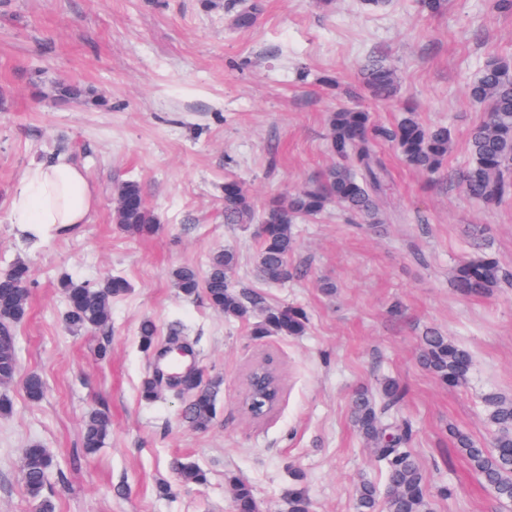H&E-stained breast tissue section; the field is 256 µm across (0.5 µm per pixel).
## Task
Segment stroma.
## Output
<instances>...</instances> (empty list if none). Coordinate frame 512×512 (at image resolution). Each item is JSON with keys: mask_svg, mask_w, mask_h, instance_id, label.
Returning a JSON list of instances; mask_svg holds the SVG:
<instances>
[{"mask_svg": "<svg viewBox=\"0 0 512 512\" xmlns=\"http://www.w3.org/2000/svg\"><path fill=\"white\" fill-rule=\"evenodd\" d=\"M257 23L230 25L233 0H0V272L31 269L28 315L15 327L19 371L0 388L13 412L0 417V512H36L24 492L22 450L37 442L53 465L45 493L56 512H235L232 478L247 481L262 512H287L293 471L305 474L311 512H355L361 481L384 486L385 471L352 425L358 388L397 379L400 414L427 480L433 512H512L496 500L450 436L456 428L490 446L484 399H512V288L466 298L453 268L477 250L512 272V200L486 207L462 190L468 134L483 116L469 84L493 57L512 61V11L494 0H448L431 15L420 0H261ZM378 58L397 73L396 95L375 101L361 69ZM73 86L77 95H60ZM354 101L375 122L416 108L445 124L454 146L440 174L406 166L380 147L392 174L388 219L372 228L336 206L294 225L298 277L271 285L256 272L252 224L224 221L226 178L242 181L256 207L317 180L335 158L327 115ZM65 150L94 194L88 223L32 243L11 219L14 188L29 168ZM137 181L158 221L149 237L112 222V188ZM236 252L234 279L267 305L305 309L302 336L251 334L204 295L173 284L182 266L205 272L210 257ZM124 277L104 330L64 323L61 279ZM165 345L175 325L191 361L219 380L211 428L179 421L182 397L141 396L153 352L138 338L143 319ZM438 330L472 355L465 387L439 384L419 364V338ZM273 358L283 393L266 418L240 401L250 368ZM40 374L47 390L30 402L23 383ZM112 430L86 454L90 408ZM203 470L206 483L178 482L173 459ZM172 484V497L157 486ZM450 497H440L441 487Z\"/></svg>", "mask_w": 512, "mask_h": 512, "instance_id": "35a3bbf8", "label": "stroma"}]
</instances>
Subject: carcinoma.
Returning <instances> with one entry per match:
<instances>
[{"label":"carcinoma","mask_w":512,"mask_h":512,"mask_svg":"<svg viewBox=\"0 0 512 512\" xmlns=\"http://www.w3.org/2000/svg\"><path fill=\"white\" fill-rule=\"evenodd\" d=\"M232 25L246 29L255 25L259 5L238 0ZM364 86L374 99H388L397 90L394 69L381 60L363 67ZM469 96L486 105L482 120L470 132V162L462 172L466 193L485 205H496L512 198V64L489 59L481 76L469 87ZM329 150L342 163L326 169L318 180L293 193L272 198L256 209L248 190L237 180L224 181V223L257 225V272L269 284H283L297 276L290 263L295 249L292 224L313 218L336 203L364 223H382L390 173L378 149L380 141L390 142L410 167L435 174L442 170L451 148V133L444 125L423 124L414 108L406 107L391 128L374 124L368 112L343 106L329 113ZM123 204L113 212V223L131 236H148L155 230L157 218L148 207L140 184L126 180L116 186ZM235 252L226 249L213 254L205 274L190 267L174 272L177 288L191 298L203 291L208 304L228 318L248 320L254 313L255 336H302L308 328L306 312L297 306L270 307L257 293L237 290L233 273ZM30 279V268L18 261L0 276V384L13 381L18 370L15 337L12 329L27 315L28 298L23 286ZM512 279L497 260L486 252L458 264L452 287L463 296H483ZM67 300L65 323L74 331L102 330L112 319V299L127 293L129 284L120 276H111L95 284L61 283ZM138 336L142 347L150 350L157 336L151 319L140 323ZM421 365L443 385L463 387L468 383L472 356L463 346L435 329L420 340ZM46 383L41 375L29 374L24 392L31 402L41 400ZM217 382L199 378L186 390L188 399L181 419L197 432L212 425L215 414ZM405 391L395 380H387L378 393L356 391L351 400V419L358 434L371 446L374 458L385 467L387 490L380 500L378 486L362 482L355 498L356 512H431L426 477L418 458L407 448L411 438L409 423L397 416ZM487 424L493 432L492 450L477 444L470 436L449 428L459 451L466 457L497 500L512 503V399L498 395L485 398ZM110 417L92 409L85 418L83 447L92 452L100 447L111 431ZM48 449L35 443L22 451V483L27 496L36 502L38 512H56L54 501L43 496L52 467ZM173 470L182 482L202 484L205 473L198 467L175 460ZM304 476L295 474L288 489V512H310ZM236 512H261L251 486L234 481Z\"/></svg>","instance_id":"1"}]
</instances>
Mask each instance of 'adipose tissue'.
<instances>
[{
    "instance_id": "adipose-tissue-1",
    "label": "adipose tissue",
    "mask_w": 512,
    "mask_h": 512,
    "mask_svg": "<svg viewBox=\"0 0 512 512\" xmlns=\"http://www.w3.org/2000/svg\"><path fill=\"white\" fill-rule=\"evenodd\" d=\"M94 205L92 189L70 155L60 152L31 168L15 188L12 215L36 239L45 227L67 233L87 223Z\"/></svg>"
}]
</instances>
